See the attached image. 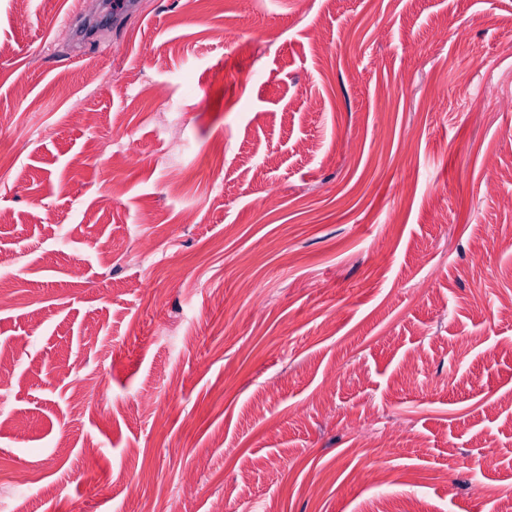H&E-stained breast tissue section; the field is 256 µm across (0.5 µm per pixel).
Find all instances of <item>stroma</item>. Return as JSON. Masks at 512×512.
Masks as SVG:
<instances>
[{"mask_svg":"<svg viewBox=\"0 0 512 512\" xmlns=\"http://www.w3.org/2000/svg\"><path fill=\"white\" fill-rule=\"evenodd\" d=\"M0 45L22 512H512V0H0Z\"/></svg>","mask_w":512,"mask_h":512,"instance_id":"35a3bbf8","label":"stroma"}]
</instances>
